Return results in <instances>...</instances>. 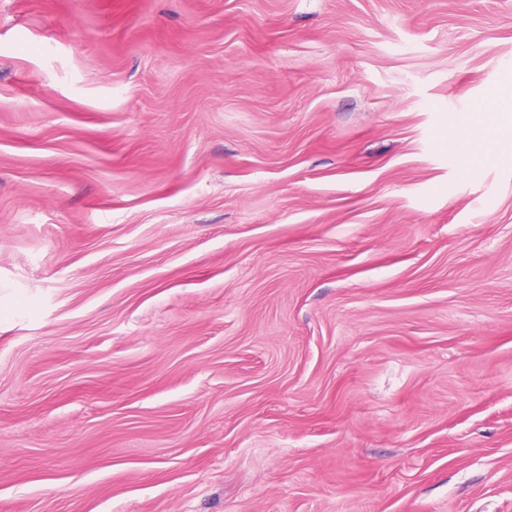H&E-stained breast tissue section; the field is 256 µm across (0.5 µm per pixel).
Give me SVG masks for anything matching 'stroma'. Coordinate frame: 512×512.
<instances>
[{
  "label": "stroma",
  "mask_w": 512,
  "mask_h": 512,
  "mask_svg": "<svg viewBox=\"0 0 512 512\" xmlns=\"http://www.w3.org/2000/svg\"><path fill=\"white\" fill-rule=\"evenodd\" d=\"M512 0H0V512H512Z\"/></svg>",
  "instance_id": "35a3bbf8"
}]
</instances>
